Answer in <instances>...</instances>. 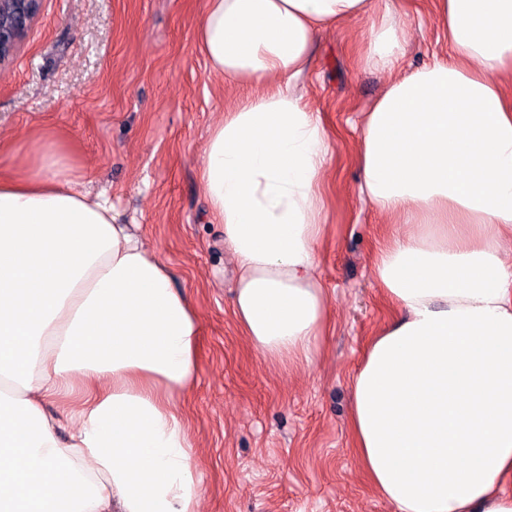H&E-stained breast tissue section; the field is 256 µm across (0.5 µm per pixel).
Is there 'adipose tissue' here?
Wrapping results in <instances>:
<instances>
[{
  "label": "adipose tissue",
  "mask_w": 512,
  "mask_h": 512,
  "mask_svg": "<svg viewBox=\"0 0 512 512\" xmlns=\"http://www.w3.org/2000/svg\"><path fill=\"white\" fill-rule=\"evenodd\" d=\"M447 58L398 73L383 15L367 64L395 77L358 142L359 198L406 223L374 275L397 315L351 378L350 429L396 512H512V0H437ZM374 0H205L210 73L254 85L200 165L235 264L234 315L272 361L310 359L330 135L297 93L319 34ZM55 142L0 177V512H200L179 399L198 316Z\"/></svg>",
  "instance_id": "1"
}]
</instances>
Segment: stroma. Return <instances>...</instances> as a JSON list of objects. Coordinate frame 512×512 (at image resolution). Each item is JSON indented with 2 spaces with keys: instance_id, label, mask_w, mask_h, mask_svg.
<instances>
[{
  "instance_id": "stroma-1",
  "label": "stroma",
  "mask_w": 512,
  "mask_h": 512,
  "mask_svg": "<svg viewBox=\"0 0 512 512\" xmlns=\"http://www.w3.org/2000/svg\"><path fill=\"white\" fill-rule=\"evenodd\" d=\"M205 0H43L0 74V173L23 176L57 134L78 192L112 205L173 272L200 319L198 382L180 401L200 476L201 512H395L353 448L350 378L395 312L374 275L394 226L356 191V126L390 71L365 64L370 19L322 34L301 82L331 138L322 185L327 231L317 273L330 322L314 364L269 361L234 314V266L207 211L199 167L210 129L249 94L210 74L194 42ZM410 40L416 69L445 56L434 0H378Z\"/></svg>"
}]
</instances>
